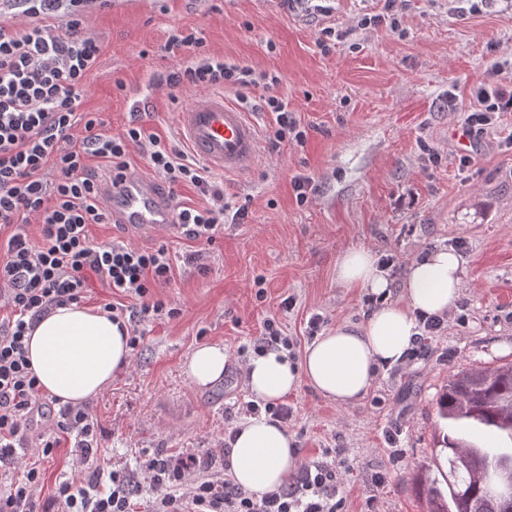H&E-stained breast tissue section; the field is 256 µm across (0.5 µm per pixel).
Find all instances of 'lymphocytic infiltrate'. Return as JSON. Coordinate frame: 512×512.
I'll return each mask as SVG.
<instances>
[{"mask_svg":"<svg viewBox=\"0 0 512 512\" xmlns=\"http://www.w3.org/2000/svg\"><path fill=\"white\" fill-rule=\"evenodd\" d=\"M111 4L0 0V233L6 236L0 242V463H13L17 446L31 438L42 458H52L61 435L72 436L76 464L86 468L87 477L56 485L52 501L60 512H137V488L150 491V512H345L341 474L332 460L302 462L288 483L259 497L213 473L211 448L186 458L157 450L133 470L101 468L88 412L57 405L31 372L28 332L56 307L82 301L90 277L111 288L115 299L104 309L112 320L128 322L131 348L145 339L141 323L165 312L151 290L173 275L167 245H97L89 236L90 226L107 217L100 171H107L111 183L121 182L136 153L170 187L199 190L205 205L175 204L176 223L197 244L189 261L204 259L224 231L223 178L162 142L138 119L106 135L99 113L80 109L87 77L102 54L87 20L92 10ZM202 45L196 32L171 30L163 50L175 64L157 76V86L237 92L263 87L262 108L276 116L274 139L304 142L299 120L274 93L277 76L199 55ZM473 97L469 127L496 132L502 113L512 112V89L486 83ZM32 224L39 226V238L28 234ZM39 417L49 419L46 430H36ZM42 480L41 467L27 464L22 479L0 487V512H34Z\"/></svg>","mask_w":512,"mask_h":512,"instance_id":"lymphocytic-infiltrate-1","label":"lymphocytic infiltrate"}]
</instances>
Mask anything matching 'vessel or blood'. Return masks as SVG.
<instances>
[{"label":"vessel or blood","instance_id":"vessel-or-blood-1","mask_svg":"<svg viewBox=\"0 0 512 512\" xmlns=\"http://www.w3.org/2000/svg\"><path fill=\"white\" fill-rule=\"evenodd\" d=\"M179 133L187 145L213 169L235 174L252 167L259 136L247 112L223 95L208 93L188 101L177 115ZM104 205L116 224L138 234H164L173 228V203L156 182L140 170L104 195Z\"/></svg>","mask_w":512,"mask_h":512}]
</instances>
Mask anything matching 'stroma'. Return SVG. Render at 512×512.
Returning <instances> with one entry per match:
<instances>
[{
  "label": "stroma",
  "mask_w": 512,
  "mask_h": 512,
  "mask_svg": "<svg viewBox=\"0 0 512 512\" xmlns=\"http://www.w3.org/2000/svg\"><path fill=\"white\" fill-rule=\"evenodd\" d=\"M383 0H112L92 18L103 43L82 109L100 112L106 132L129 122V102L163 141L178 139L177 114L191 91L168 96L152 84L167 66L160 49L170 29L201 32L202 53L277 75L276 93L307 131L303 143L269 142L275 116L258 111L261 89H247L249 118L261 134L249 171L224 177V201L243 209L211 246L205 270L184 262L192 242L131 234L96 224L90 237L141 248L167 243L174 264L155 298L174 318L144 323L145 341L111 386L86 402L95 423L98 463L132 468L146 448L182 457L223 444L251 396L241 368L265 318L302 337L315 313L330 324H357L370 312L363 294L337 285L336 259L350 246L392 254L401 264L428 251H456L463 287L430 353L410 367L379 369L359 401L339 405L304 384L286 402V429L301 459L336 449L340 493L349 512H426L415 482L432 461L440 421L436 399L466 366L512 363V112L494 135L459 146L475 86L499 69L512 83V0H397V30L363 26ZM441 155L432 163L429 152ZM471 157L469 167L460 157ZM314 190L298 204L293 180ZM295 296L293 311L280 303ZM223 346V379L209 388L185 371L194 348ZM69 441L44 463L39 512H55L51 496L73 473ZM385 473L375 486L372 478Z\"/></svg>",
  "instance_id": "obj_1"
}]
</instances>
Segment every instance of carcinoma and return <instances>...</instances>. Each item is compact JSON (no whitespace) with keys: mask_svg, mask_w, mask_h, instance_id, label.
<instances>
[{"mask_svg":"<svg viewBox=\"0 0 512 512\" xmlns=\"http://www.w3.org/2000/svg\"><path fill=\"white\" fill-rule=\"evenodd\" d=\"M436 409L444 422L436 455L447 471L419 477L428 512H512V492L494 494L486 487L493 457L512 449V363L458 370Z\"/></svg>","mask_w":512,"mask_h":512,"instance_id":"carcinoma-1","label":"carcinoma"}]
</instances>
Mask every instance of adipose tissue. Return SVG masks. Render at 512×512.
Masks as SVG:
<instances>
[{
	"label": "adipose tissue",
	"instance_id": "obj_1",
	"mask_svg": "<svg viewBox=\"0 0 512 512\" xmlns=\"http://www.w3.org/2000/svg\"><path fill=\"white\" fill-rule=\"evenodd\" d=\"M335 278L341 287L380 297V304L361 324H340L316 337L300 360L289 359L284 351L250 357L243 374L256 399L277 402L308 384L333 401H358L379 368L396 364L411 347L419 315L441 316L455 305L464 270L459 257L444 248L415 257L395 300L374 255L349 247L336 260ZM29 336L28 359L41 391L72 405L103 393L131 360L128 329L100 308L58 307ZM226 365L223 346L201 345L190 354L186 372L205 388L223 379ZM229 463L234 482L260 496L283 485L301 458L287 431L259 414L236 426Z\"/></svg>",
	"mask_w": 512,
	"mask_h": 512
}]
</instances>
